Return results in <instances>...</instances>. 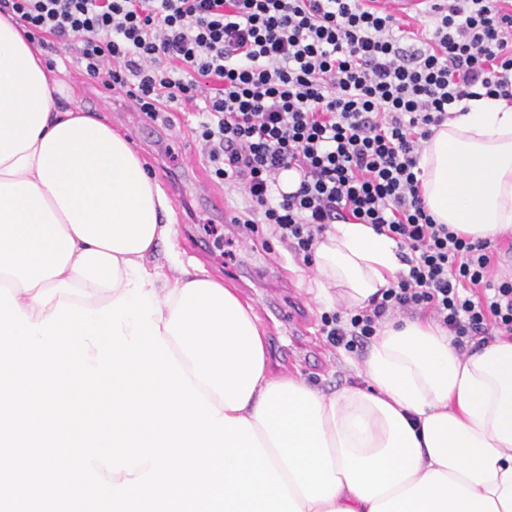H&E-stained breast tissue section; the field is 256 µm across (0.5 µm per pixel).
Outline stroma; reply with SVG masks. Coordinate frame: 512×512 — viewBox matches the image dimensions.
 <instances>
[{"label":"stroma","mask_w":512,"mask_h":512,"mask_svg":"<svg viewBox=\"0 0 512 512\" xmlns=\"http://www.w3.org/2000/svg\"><path fill=\"white\" fill-rule=\"evenodd\" d=\"M56 69L72 90L71 98L63 100V107L98 112L114 129L125 133L144 121V113L113 112L108 105L98 104V91L86 82L74 59H57ZM169 117V122L160 124L159 135H143L132 146L158 182L172 184L168 196L182 260L200 264L219 278L225 277L227 270L237 272L239 279L234 286L241 298L253 306L265 332L272 376H292L327 395L363 385L359 369L367 348L334 347L320 332L322 315L334 313L335 308L317 298L313 268L284 253L267 229H260L251 243L243 244L239 241V228L199 207L196 192L201 182H210V172L193 130L205 121V114L186 112L175 105ZM210 184L212 190L223 195L225 206L236 212L245 209L247 200L240 191L225 189L218 182ZM268 263L277 267L279 287L246 278L249 267ZM283 300L307 311L310 324L306 331L276 319L274 310Z\"/></svg>","instance_id":"obj_1"}]
</instances>
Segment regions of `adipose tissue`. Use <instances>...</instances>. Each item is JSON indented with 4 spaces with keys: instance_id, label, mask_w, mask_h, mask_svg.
I'll list each match as a JSON object with an SVG mask.
<instances>
[{
    "instance_id": "1",
    "label": "adipose tissue",
    "mask_w": 512,
    "mask_h": 512,
    "mask_svg": "<svg viewBox=\"0 0 512 512\" xmlns=\"http://www.w3.org/2000/svg\"><path fill=\"white\" fill-rule=\"evenodd\" d=\"M67 89L0 14V285L30 323L60 302L101 308L143 275L161 338L221 414L251 423L301 512H512V340L462 355L432 319L390 321L365 386L327 396L271 376L253 307L182 263L164 189L105 118L57 111ZM467 107L426 141L421 194L436 223L493 240L512 230V100ZM161 244L175 277L148 263ZM313 264L320 296L349 310L403 268L393 239L355 223L333 225Z\"/></svg>"
}]
</instances>
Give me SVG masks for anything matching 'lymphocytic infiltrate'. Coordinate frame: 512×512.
<instances>
[{"instance_id": "f902f5d3", "label": "lymphocytic infiltrate", "mask_w": 512, "mask_h": 512, "mask_svg": "<svg viewBox=\"0 0 512 512\" xmlns=\"http://www.w3.org/2000/svg\"><path fill=\"white\" fill-rule=\"evenodd\" d=\"M0 14L47 67L66 44L91 85L152 119L175 102L206 112L196 136L212 178L244 192L246 232L266 224L307 265L334 224L396 241L408 272L369 308L323 317L333 344L417 314L463 354L477 336L512 339V276L490 241L436 223L415 174L455 105L512 98V0H428L433 24L414 31L367 0H0ZM291 169L300 184L286 194Z\"/></svg>"}]
</instances>
